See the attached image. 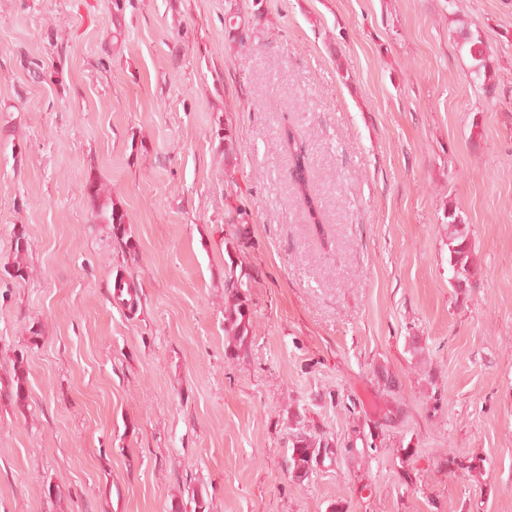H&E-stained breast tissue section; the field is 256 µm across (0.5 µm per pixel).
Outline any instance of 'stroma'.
Segmentation results:
<instances>
[{
  "label": "stroma",
  "instance_id": "1",
  "mask_svg": "<svg viewBox=\"0 0 512 512\" xmlns=\"http://www.w3.org/2000/svg\"><path fill=\"white\" fill-rule=\"evenodd\" d=\"M224 8L0 0V388L20 351L28 393L0 397V512H512V0H263L245 55ZM107 198L130 243L97 219ZM451 209L477 267L462 294ZM232 262L253 320L236 360ZM295 425L339 450L301 484ZM450 451L479 469L449 472ZM463 45L468 46L469 54L474 61L473 73L475 79L482 81V84L488 87L495 73V63L489 54L483 51L484 43L479 36H475L470 31H460ZM281 141L291 158L292 177L307 212L308 220L316 228L317 233L324 238L326 224L322 223L319 203L309 188L310 167L307 164L306 151L299 142V138L290 128L282 131ZM14 252L16 254V261L13 265L14 269L10 276L16 279H26L29 275L28 266L23 261V256L28 250V239L24 229H19L14 235Z\"/></svg>",
  "mask_w": 512,
  "mask_h": 512
}]
</instances>
